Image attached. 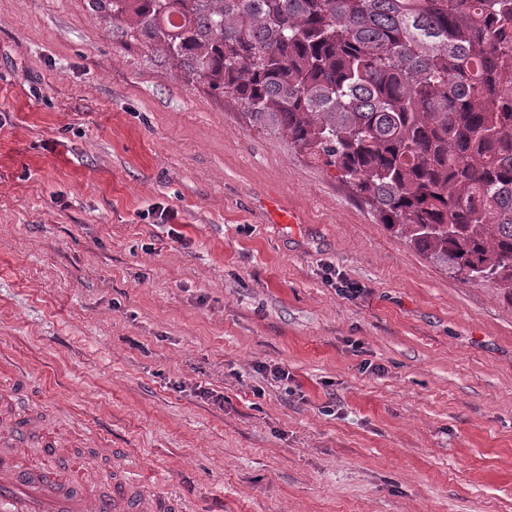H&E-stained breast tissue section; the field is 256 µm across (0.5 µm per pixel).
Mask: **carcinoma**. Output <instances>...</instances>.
I'll use <instances>...</instances> for the list:
<instances>
[{
  "instance_id": "obj_1",
  "label": "carcinoma",
  "mask_w": 512,
  "mask_h": 512,
  "mask_svg": "<svg viewBox=\"0 0 512 512\" xmlns=\"http://www.w3.org/2000/svg\"><path fill=\"white\" fill-rule=\"evenodd\" d=\"M512 297V0H87Z\"/></svg>"
}]
</instances>
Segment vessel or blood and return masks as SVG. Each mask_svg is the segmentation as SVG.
<instances>
[{"mask_svg":"<svg viewBox=\"0 0 512 512\" xmlns=\"http://www.w3.org/2000/svg\"><path fill=\"white\" fill-rule=\"evenodd\" d=\"M53 449L56 441L42 410L29 398L25 381L0 370V512H190L176 491L150 486L124 449L112 451V493H69L55 472L33 475L16 462L26 446Z\"/></svg>","mask_w":512,"mask_h":512,"instance_id":"b4317fda","label":"vessel or blood"}]
</instances>
